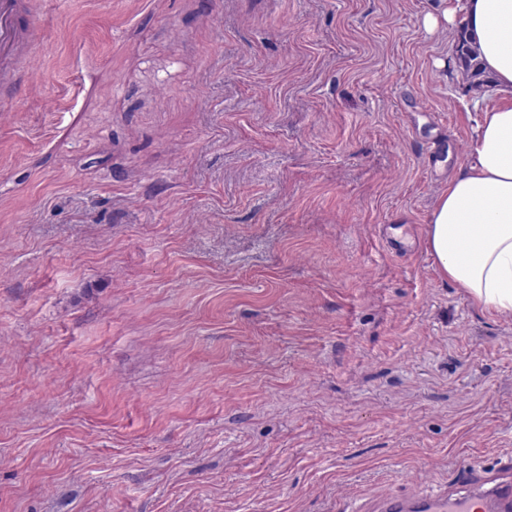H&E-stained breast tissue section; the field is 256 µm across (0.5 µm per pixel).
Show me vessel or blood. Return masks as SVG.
<instances>
[{
    "instance_id": "vessel-or-blood-1",
    "label": "vessel or blood",
    "mask_w": 512,
    "mask_h": 512,
    "mask_svg": "<svg viewBox=\"0 0 512 512\" xmlns=\"http://www.w3.org/2000/svg\"><path fill=\"white\" fill-rule=\"evenodd\" d=\"M32 13L22 0H0V69L11 63L24 38L36 32ZM454 490L420 489L408 496L382 494L346 502L340 512H512V477L462 468Z\"/></svg>"
}]
</instances>
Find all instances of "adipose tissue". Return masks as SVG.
<instances>
[{
	"instance_id": "ef3b65f1",
	"label": "adipose tissue",
	"mask_w": 512,
	"mask_h": 512,
	"mask_svg": "<svg viewBox=\"0 0 512 512\" xmlns=\"http://www.w3.org/2000/svg\"><path fill=\"white\" fill-rule=\"evenodd\" d=\"M498 102L476 124L467 160L429 216L426 248L439 275L476 305L512 314V0H452Z\"/></svg>"
}]
</instances>
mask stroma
<instances>
[{
    "label": "stroma",
    "mask_w": 512,
    "mask_h": 512,
    "mask_svg": "<svg viewBox=\"0 0 512 512\" xmlns=\"http://www.w3.org/2000/svg\"><path fill=\"white\" fill-rule=\"evenodd\" d=\"M25 6L0 512H337L512 458V316L425 245L497 102L446 0Z\"/></svg>",
    "instance_id": "obj_1"
}]
</instances>
